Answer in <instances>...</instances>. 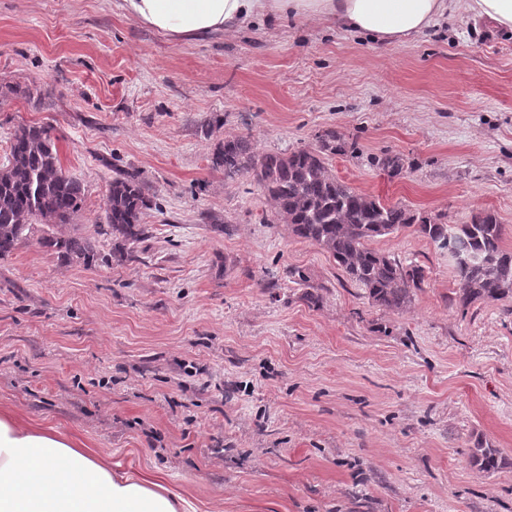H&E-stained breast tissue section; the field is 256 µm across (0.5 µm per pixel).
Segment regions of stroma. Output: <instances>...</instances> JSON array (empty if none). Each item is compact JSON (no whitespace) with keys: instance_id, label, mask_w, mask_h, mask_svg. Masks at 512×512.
<instances>
[{"instance_id":"stroma-1","label":"stroma","mask_w":512,"mask_h":512,"mask_svg":"<svg viewBox=\"0 0 512 512\" xmlns=\"http://www.w3.org/2000/svg\"><path fill=\"white\" fill-rule=\"evenodd\" d=\"M25 124L51 127L101 259L35 235L0 259V410L199 512H512V298L460 310L447 252L405 229L373 246L425 280L376 306L211 164L227 138L290 153L332 130L355 148L327 156L337 179L448 224L493 211L512 249L511 32L456 11L390 46L314 20L186 43L118 0H0V163ZM119 169L154 201L128 257L96 226Z\"/></svg>"}]
</instances>
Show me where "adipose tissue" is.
<instances>
[{"label": "adipose tissue", "mask_w": 512, "mask_h": 512, "mask_svg": "<svg viewBox=\"0 0 512 512\" xmlns=\"http://www.w3.org/2000/svg\"><path fill=\"white\" fill-rule=\"evenodd\" d=\"M125 14L178 42L286 17L331 18L382 44L447 18L449 0H121ZM0 512H198L162 474L118 473L110 456L51 426L0 412Z\"/></svg>", "instance_id": "obj_1"}]
</instances>
